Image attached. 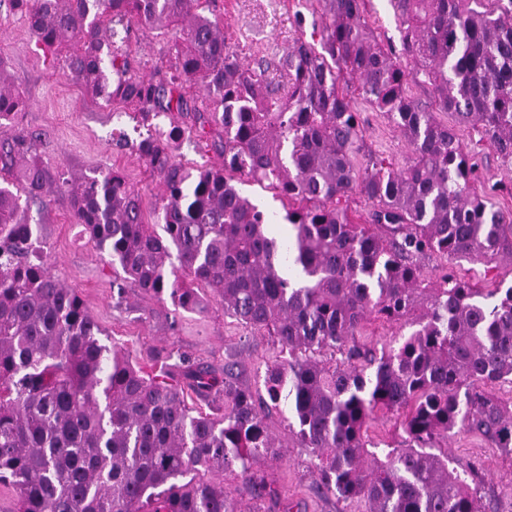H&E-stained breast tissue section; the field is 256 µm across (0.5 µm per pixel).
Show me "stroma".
<instances>
[{
  "label": "stroma",
  "mask_w": 512,
  "mask_h": 512,
  "mask_svg": "<svg viewBox=\"0 0 512 512\" xmlns=\"http://www.w3.org/2000/svg\"><path fill=\"white\" fill-rule=\"evenodd\" d=\"M224 33L241 62L256 66L261 59L287 52L295 39L319 42L322 37L320 0H212ZM136 73L150 76L175 64L171 35L140 29L128 47ZM0 57L29 100V106L11 122L38 134L37 152L49 173H77L119 169L139 190L146 215H153L160 191L159 178L132 148L142 120L113 118V108L93 98L62 72V64L37 45L24 18L8 0H0ZM360 114L364 151L402 166L409 147L395 123L363 99H355ZM457 136L478 167V191L494 207L512 212V174L502 167L493 148L479 141L470 127L455 125ZM29 214L40 224L52 268L77 288L86 307L105 331L106 344L122 347L138 366L147 368L170 354H184L205 362L216 374L224 372L227 352L237 354L242 384L263 393L270 337L260 335L225 316L223 306L207 299L203 311L186 312L171 300L142 293L134 285L124 291L101 254L74 224L69 198L54 194L32 203ZM268 423L283 444L279 459L261 468L308 512H349L336 497L319 494L312 458L295 445L286 421L270 410ZM448 454L456 465L475 467L474 483L490 512H512V454L495 448L482 436L457 430L448 437Z\"/></svg>",
  "instance_id": "1"
}]
</instances>
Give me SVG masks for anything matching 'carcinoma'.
<instances>
[{
  "instance_id": "cac0c4a2",
  "label": "carcinoma",
  "mask_w": 512,
  "mask_h": 512,
  "mask_svg": "<svg viewBox=\"0 0 512 512\" xmlns=\"http://www.w3.org/2000/svg\"><path fill=\"white\" fill-rule=\"evenodd\" d=\"M63 74L142 119L164 116L213 138L224 163L190 169L168 140L132 144L156 173L159 227L118 170L50 175L18 130L0 141V485L13 512H301L259 469L280 456L269 407H288L297 447L314 459L316 488L367 512H486L448 456L463 429L512 454V285L481 288L448 270L430 278L417 259L496 261L512 267V214L475 189L476 169L449 112L494 147L512 173V0H389L403 56L385 48L365 0H322L320 47L299 38L278 62L282 81L245 67L200 0H10ZM168 31L177 63L133 72L132 26ZM409 59V69L402 59ZM431 89L436 111L406 93ZM208 102L187 107L186 89ZM360 96L386 113L410 146L400 169L363 153ZM27 101L0 58V128ZM247 177L288 201V235L238 187ZM63 192L75 223L124 280L193 312L201 291L224 314L272 338L261 399L187 355L146 372L102 343L104 331L47 260L29 203ZM371 203L352 217L349 200ZM383 316L409 334L361 344ZM224 401L188 406L184 391ZM396 416L398 441L380 458L366 430ZM238 484L224 488V473Z\"/></svg>"
}]
</instances>
